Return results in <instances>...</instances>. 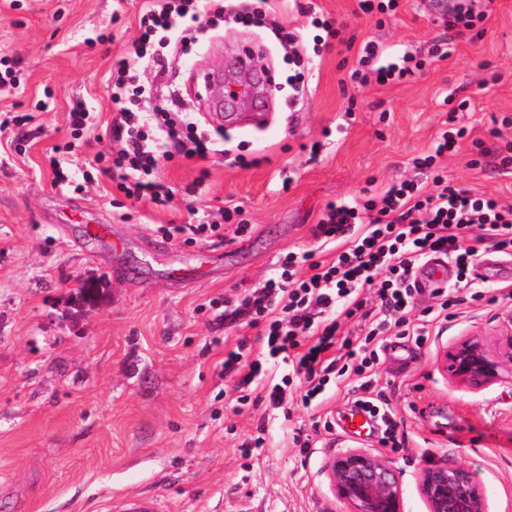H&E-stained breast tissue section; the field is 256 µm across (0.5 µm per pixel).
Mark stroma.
Wrapping results in <instances>:
<instances>
[{"instance_id": "stroma-1", "label": "stroma", "mask_w": 512, "mask_h": 512, "mask_svg": "<svg viewBox=\"0 0 512 512\" xmlns=\"http://www.w3.org/2000/svg\"><path fill=\"white\" fill-rule=\"evenodd\" d=\"M316 3L345 24L354 47L335 44L312 58L303 93L289 85L285 52L262 27L207 31L173 59L183 108L204 131L210 100L197 73L251 86L252 71L232 60L259 41L256 63L275 82L265 124L225 125L222 151L189 159L158 141V177L174 196L157 205L128 199L108 168V78L133 49L146 0H0V56L19 60L24 75L0 95V120L26 118L0 130V512H100L118 493L154 495L165 512H344L326 464L348 448L390 461L405 512H427L418 478L441 461L473 474L489 512H512V381L476 390L439 368L464 335L512 332V301L494 298L512 284V257L494 250L477 269L485 299L460 305L445 333L406 359L388 340L376 387L396 414L400 447L382 446L377 427L342 431L355 411L352 378L316 410L290 405L286 420L265 418L260 405L235 409L224 346L256 332L224 322L217 302L272 273L288 251L331 259L312 235L321 210L414 177L411 161L432 150L448 97L470 101L457 115L470 134L441 160L449 179L512 204V173L479 159L474 146L512 142V127L496 126L512 117V0H493L482 36L451 38L450 57L386 86L350 83L356 45L371 39L389 56L427 57L444 35L438 0H401L380 22L358 14L356 0ZM77 98L92 109L87 136L67 122ZM236 148L251 166L229 165L224 152ZM53 157L82 190L54 184ZM230 205L243 209L247 234L228 224L222 239L190 244L157 231ZM86 224L116 228L118 269L84 238ZM81 288L98 289L97 302L77 308ZM260 424L264 448L244 455L242 440ZM298 426L312 433L308 450L293 442Z\"/></svg>"}]
</instances>
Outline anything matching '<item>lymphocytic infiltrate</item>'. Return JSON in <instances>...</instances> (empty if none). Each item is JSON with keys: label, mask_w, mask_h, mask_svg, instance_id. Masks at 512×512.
Segmentation results:
<instances>
[{"label": "lymphocytic infiltrate", "mask_w": 512, "mask_h": 512, "mask_svg": "<svg viewBox=\"0 0 512 512\" xmlns=\"http://www.w3.org/2000/svg\"><path fill=\"white\" fill-rule=\"evenodd\" d=\"M275 0H231L223 11L209 12L207 0H149L139 19L140 35L132 58L114 63L108 106L115 147L109 155L113 171L140 173V180L120 182L127 196L167 203L172 193L152 173L160 156L154 138L171 142L185 157H207L213 137L199 132L194 121L176 110V91L167 78L172 57L185 52L197 31L215 26L223 18L248 27L265 22L288 52L293 72L288 81L296 91L305 88L303 34L276 21ZM487 11L475 0H452L440 16L442 25L461 36L483 29ZM155 70L154 88L138 81L141 63ZM424 64L411 53L380 58L374 41L364 42L359 66L350 74L359 84L384 85L402 81L422 71ZM468 134L466 127L443 129L434 151L413 159L419 178L402 179L361 203L326 204L315 226L321 246L335 250L330 261L315 260L313 252L290 251L280 256L275 272L224 301V318L244 320L258 331L259 349L238 340L224 354L226 375L236 377L237 402L263 403L273 415H287L288 398L298 382L304 408L321 404L336 379L356 377L361 394L357 406L383 427L382 445L397 443L398 423L390 404L373 390V370L388 337L428 340L431 323L448 318L451 307L466 299L478 300L474 276L481 246L492 243L497 252L512 256V204L451 184L437 160L454 150ZM240 208H219L218 217L198 224L160 226L163 236H222L224 225L235 222L236 234H246L248 224L238 222ZM448 258L457 270L452 285L436 289V306L422 311V321L412 324L409 314L419 293L414 274L432 255ZM356 319L357 333L342 332L346 320Z\"/></svg>", "instance_id": "1"}]
</instances>
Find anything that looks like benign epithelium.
Masks as SVG:
<instances>
[{
	"mask_svg": "<svg viewBox=\"0 0 512 512\" xmlns=\"http://www.w3.org/2000/svg\"><path fill=\"white\" fill-rule=\"evenodd\" d=\"M441 370L449 380L474 389L512 378V338L498 348L480 334L466 335L444 352ZM328 471L345 512H404L398 475L386 459L348 449L333 457ZM418 489L428 512H489L470 472L446 461L424 468Z\"/></svg>",
	"mask_w": 512,
	"mask_h": 512,
	"instance_id": "7a95c632",
	"label": "benign epithelium"
}]
</instances>
